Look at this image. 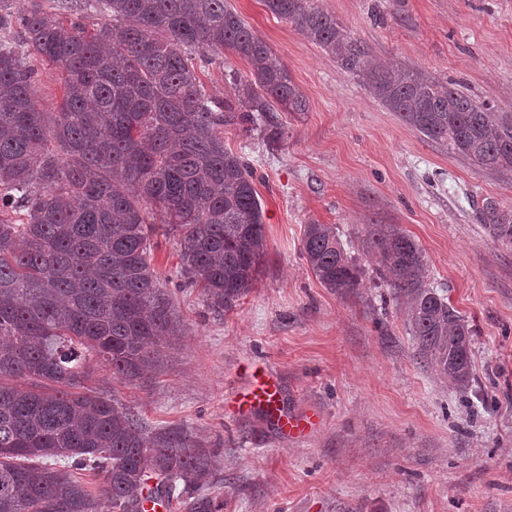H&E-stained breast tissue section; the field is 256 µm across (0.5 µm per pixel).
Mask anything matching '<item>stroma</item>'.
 <instances>
[{"label": "stroma", "mask_w": 512, "mask_h": 512, "mask_svg": "<svg viewBox=\"0 0 512 512\" xmlns=\"http://www.w3.org/2000/svg\"><path fill=\"white\" fill-rule=\"evenodd\" d=\"M377 59L512 112V0H316ZM287 65L307 96L278 115L282 136L232 125L224 145L255 173L266 250L250 292L214 313L178 274L179 241L157 225L152 259L181 323L166 372L92 384L152 425L180 426L217 450L202 495L223 512H512V243L479 219L512 209V183L449 154L387 111L365 81L276 17L263 0H226ZM206 94L247 78L232 52L188 49ZM337 227L364 270L351 295L324 288L300 251L305 224ZM394 226L421 248L426 281L473 326L467 390L415 356L402 304L382 286L361 240ZM268 369L286 411L317 426L285 438L259 411L233 412L247 364Z\"/></svg>", "instance_id": "35a3bbf8"}]
</instances>
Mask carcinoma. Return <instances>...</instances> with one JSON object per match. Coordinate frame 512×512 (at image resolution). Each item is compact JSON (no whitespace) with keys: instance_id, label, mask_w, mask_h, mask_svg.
I'll return each mask as SVG.
<instances>
[{"instance_id":"cac0c4a2","label":"carcinoma","mask_w":512,"mask_h":512,"mask_svg":"<svg viewBox=\"0 0 512 512\" xmlns=\"http://www.w3.org/2000/svg\"><path fill=\"white\" fill-rule=\"evenodd\" d=\"M277 17L366 78L374 96L424 137L512 181V112L478 103L404 66L370 62L314 0H265ZM94 10L112 23L87 29ZM0 39V512H140L144 493L178 500L214 474L215 452L184 428H150L89 362L137 385L164 372L181 331L152 266L154 216L179 237V273L210 309L254 286L265 251L252 168L224 147V127L304 112L287 66L224 0H81L67 21L34 3ZM230 50L250 65L217 106L181 47ZM57 65V112L38 107L33 62ZM482 220L512 242V210ZM362 248L403 301L417 356L461 389L473 380V330L425 280L422 250L374 224ZM302 256L329 290L350 295L361 268L334 224L305 225ZM101 478L94 494L73 471ZM156 484L145 489L147 480Z\"/></svg>"}]
</instances>
